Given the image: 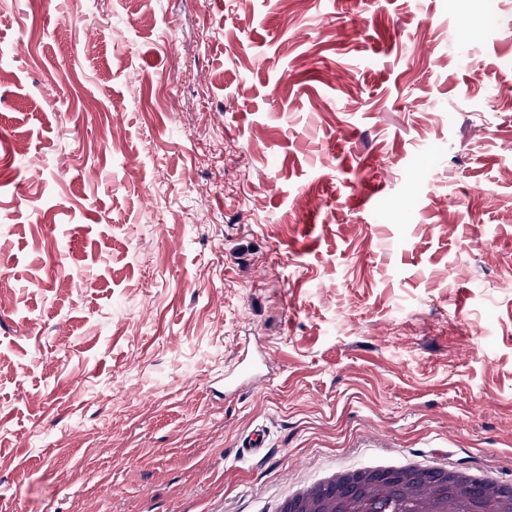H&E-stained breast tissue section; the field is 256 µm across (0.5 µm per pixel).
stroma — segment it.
<instances>
[{
    "instance_id": "stroma-1",
    "label": "stroma",
    "mask_w": 512,
    "mask_h": 512,
    "mask_svg": "<svg viewBox=\"0 0 512 512\" xmlns=\"http://www.w3.org/2000/svg\"><path fill=\"white\" fill-rule=\"evenodd\" d=\"M470 5L0 0V512L512 482V0Z\"/></svg>"
}]
</instances>
